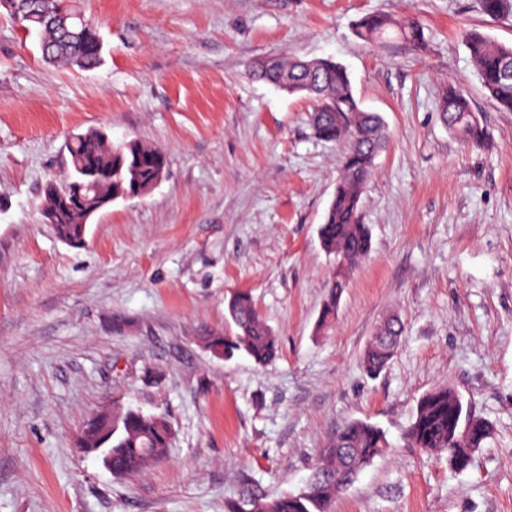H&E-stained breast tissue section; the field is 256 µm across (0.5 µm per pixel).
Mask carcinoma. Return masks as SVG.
I'll return each instance as SVG.
<instances>
[{
  "label": "carcinoma",
  "mask_w": 512,
  "mask_h": 512,
  "mask_svg": "<svg viewBox=\"0 0 512 512\" xmlns=\"http://www.w3.org/2000/svg\"><path fill=\"white\" fill-rule=\"evenodd\" d=\"M66 12L67 0H23L13 19L40 37L42 58L52 64L90 71L103 62L102 43L95 28L82 22L78 13L63 27L52 18L35 21L30 5ZM482 12L497 18L512 13V0H480ZM395 31L417 47L424 41L423 30L414 20L396 21L381 14H367L356 25V36L378 43ZM467 46L478 79L496 107L512 112V46L481 34H466ZM254 78L290 93L303 92L313 103L311 125L317 137L342 143L340 177L326 210L319 237L324 250L334 256L336 267L316 320V332L327 331L336 320L340 301L353 269L370 252L371 233L360 215L364 185L375 167V160L386 144L382 118L360 107L353 95L347 69L330 58L255 62ZM440 119L452 134L469 143L482 141L483 131L471 99L450 87L440 97ZM70 162L67 175L56 190L45 192L44 210L57 213L51 225L55 236L71 247L87 242L89 214L103 210L106 200L116 202L131 195L148 194L163 178L166 158L162 150L137 139L114 142L101 129L72 135L66 145ZM93 164L102 177L92 186H83L85 166ZM81 190V205L66 209L63 201ZM234 329L222 336H201L204 348L214 351L222 344V358L228 360L243 352L255 364L265 366L279 355L278 338L265 323L249 293L239 291L227 305ZM404 324L396 316L386 318L367 341L360 356L363 370L376 376L386 369L397 353ZM488 420L464 407L460 394L448 385L436 386L417 400L405 441L424 453L444 454L450 468L463 471L491 437ZM173 430L163 414L126 408L104 410L83 427L80 447L88 454L112 463V474L124 476L146 471L166 457ZM390 448L386 432L367 420L344 423L327 447L320 451V462L305 486L297 491L267 495L250 479L236 497L224 502V512H332L336 497Z\"/></svg>",
  "instance_id": "cac0c4a2"
}]
</instances>
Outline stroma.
Masks as SVG:
<instances>
[{
	"mask_svg": "<svg viewBox=\"0 0 512 512\" xmlns=\"http://www.w3.org/2000/svg\"><path fill=\"white\" fill-rule=\"evenodd\" d=\"M75 2L104 44L91 71L45 64L0 13V512H224L246 474L273 495L303 487L351 419L392 447L333 512H512V112L464 40L512 45V16L479 0ZM369 13L420 21L423 46L366 44L354 27ZM261 56L342 63L388 133L361 195L371 252L322 335L333 263L318 228L342 148L314 134L308 98L252 78ZM450 85L481 145L441 122ZM92 128L160 147L166 171L73 248L41 205L67 140ZM237 291L278 336L275 364L202 347ZM391 314L405 334L368 377L360 354ZM440 382L494 427L462 472L404 440ZM113 406L166 413L167 458L117 477L85 453L84 422Z\"/></svg>",
	"mask_w": 512,
	"mask_h": 512,
	"instance_id": "stroma-1",
	"label": "stroma"
}]
</instances>
